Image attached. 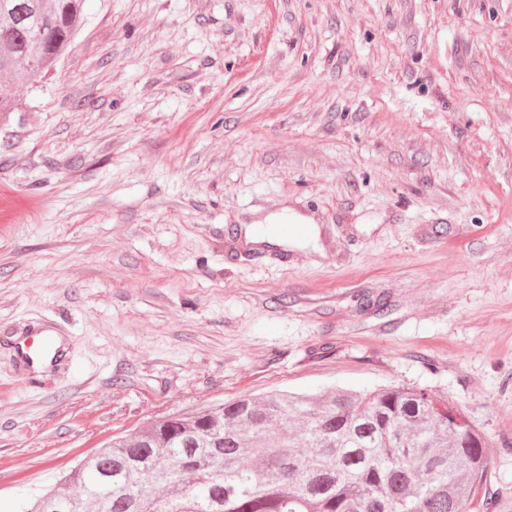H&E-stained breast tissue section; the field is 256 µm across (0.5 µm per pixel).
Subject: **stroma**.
Returning <instances> with one entry per match:
<instances>
[{
    "mask_svg": "<svg viewBox=\"0 0 512 512\" xmlns=\"http://www.w3.org/2000/svg\"><path fill=\"white\" fill-rule=\"evenodd\" d=\"M82 12L0 115V512L169 415L384 386L465 414L512 512V0ZM287 210L318 240L246 245Z\"/></svg>",
    "mask_w": 512,
    "mask_h": 512,
    "instance_id": "obj_1",
    "label": "stroma"
}]
</instances>
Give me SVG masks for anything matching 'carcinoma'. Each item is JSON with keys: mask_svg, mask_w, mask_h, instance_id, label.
I'll return each instance as SVG.
<instances>
[{"mask_svg": "<svg viewBox=\"0 0 512 512\" xmlns=\"http://www.w3.org/2000/svg\"><path fill=\"white\" fill-rule=\"evenodd\" d=\"M82 0H0V78L49 71ZM485 436L424 389L242 397L160 419L23 512H472Z\"/></svg>", "mask_w": 512, "mask_h": 512, "instance_id": "1", "label": "carcinoma"}]
</instances>
